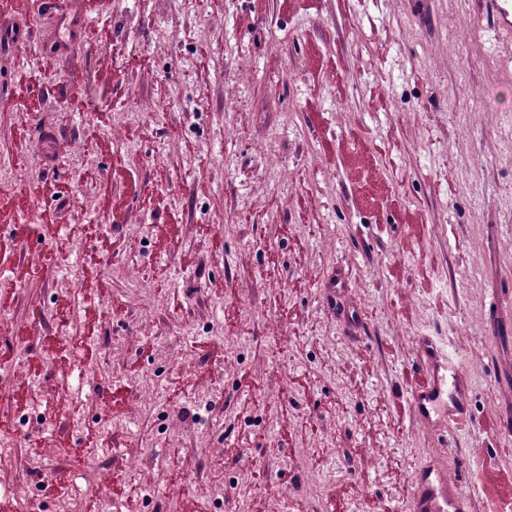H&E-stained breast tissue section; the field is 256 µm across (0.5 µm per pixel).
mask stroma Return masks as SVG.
I'll return each mask as SVG.
<instances>
[{
  "label": "stroma",
  "mask_w": 512,
  "mask_h": 512,
  "mask_svg": "<svg viewBox=\"0 0 512 512\" xmlns=\"http://www.w3.org/2000/svg\"><path fill=\"white\" fill-rule=\"evenodd\" d=\"M22 8L0 512H127L111 474L138 512H413L423 463L512 512V30L474 0ZM427 339L467 425L413 409Z\"/></svg>",
  "instance_id": "35a3bbf8"
}]
</instances>
